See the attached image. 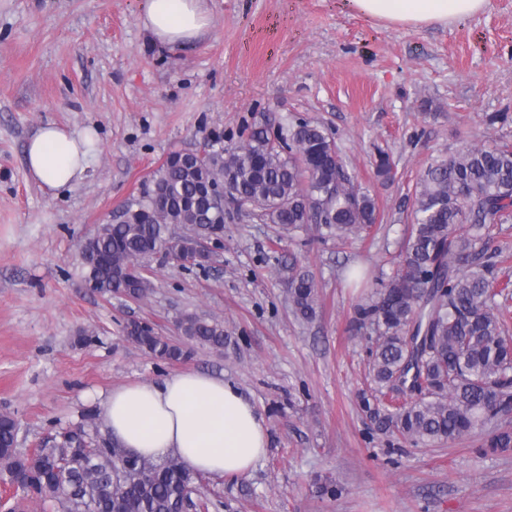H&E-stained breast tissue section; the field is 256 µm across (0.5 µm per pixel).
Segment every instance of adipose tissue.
Here are the masks:
<instances>
[{
    "mask_svg": "<svg viewBox=\"0 0 512 512\" xmlns=\"http://www.w3.org/2000/svg\"><path fill=\"white\" fill-rule=\"evenodd\" d=\"M364 15L392 25H449L483 10L487 0H350ZM144 29L168 49L203 37L212 25L205 0H147ZM95 146L89 133L43 124L25 145L28 175L59 191L82 179ZM102 419L130 454L176 457L209 476L249 474L268 450V426L229 381L183 372L112 389Z\"/></svg>",
    "mask_w": 512,
    "mask_h": 512,
    "instance_id": "adipose-tissue-1",
    "label": "adipose tissue"
}]
</instances>
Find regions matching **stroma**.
<instances>
[{
  "label": "stroma",
  "mask_w": 512,
  "mask_h": 512,
  "mask_svg": "<svg viewBox=\"0 0 512 512\" xmlns=\"http://www.w3.org/2000/svg\"><path fill=\"white\" fill-rule=\"evenodd\" d=\"M207 35L171 52L141 24L146 0H0V412L18 449L86 422L99 393L199 371L232 381L264 417L268 453L248 475L204 476L208 512H512V450L480 455L473 434L391 444L358 406L368 340L352 320L356 266L391 274L413 193L432 158L463 145H512V0L449 26L389 25L349 0H206ZM508 119L488 124L489 115ZM321 122L375 199L369 236L322 240L231 211L206 270L152 258L153 288L131 301L82 290L78 247L143 191L176 151L289 117ZM52 121L95 127L84 177L61 196L24 165ZM386 153L395 177H378ZM316 284L318 315L288 301L293 271ZM185 315L223 322L215 350L188 340ZM146 321L186 350L161 361L125 338ZM339 496L320 493L325 483Z\"/></svg>",
  "instance_id": "1"
}]
</instances>
